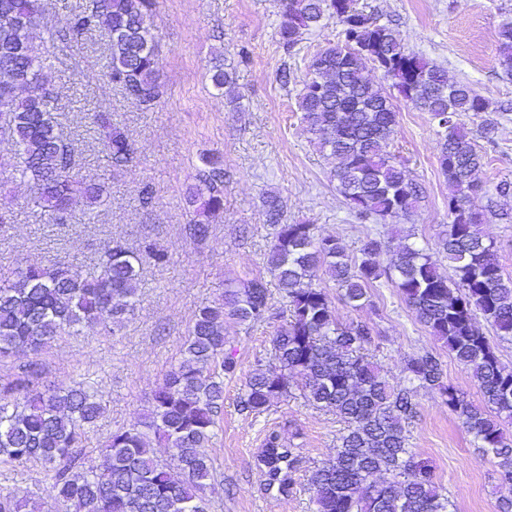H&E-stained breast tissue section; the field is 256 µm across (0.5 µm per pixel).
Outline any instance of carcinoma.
I'll return each mask as SVG.
<instances>
[{"label": "carcinoma", "instance_id": "1", "mask_svg": "<svg viewBox=\"0 0 512 512\" xmlns=\"http://www.w3.org/2000/svg\"><path fill=\"white\" fill-rule=\"evenodd\" d=\"M58 36L76 39L96 29L109 35L103 77L142 104L160 95V54L151 18L155 0H63ZM279 42L287 52L304 36L334 19L340 39L318 50L307 64L296 98L309 142L336 159L333 178L359 220L409 216L421 188L409 180L389 150L398 107L391 89L411 108L426 112L442 129L438 162L451 194L452 222L435 251L414 243L390 247L379 236L366 238L360 257H350L334 237L317 238L312 225L283 221L280 197L264 201L273 227L264 271L229 283L224 296L202 304L188 329L180 360L152 395L137 426L112 432L102 444L105 464L83 468L80 449L104 412L102 396L89 381L42 389L32 360L0 382V463H35L53 480L60 512H209L212 459L201 452L215 436L224 407V378L236 374L234 355L224 353V320L255 323L273 319L269 282L286 303L288 319L272 339L274 365L257 368L245 385L241 411L261 414L286 400L296 387L309 404L332 412L346 424L332 457L312 471L309 484L316 512H452L433 472L409 448L405 424L416 417L417 392L435 389L472 435L474 446L493 453L499 479L512 484V442L502 422L512 420V369L476 326L482 315L496 335L512 341V278L503 274L496 244L479 226L489 218L512 223V212L475 210L482 191L475 174L484 155L462 117L487 112L490 104L470 84L450 82L437 64L408 50L400 32L351 8L349 0H279ZM47 25L45 0H0V137L14 152L0 155V169L17 171L30 185L29 204L49 222H66L82 200L97 207L108 186L76 170L71 144L55 116L49 88L50 46L33 41ZM498 62L512 77V19L497 32ZM370 63L390 86L365 79ZM211 82L224 96L239 99L235 72L214 65ZM102 153L115 165L132 159L126 130L112 113L97 112ZM186 203L193 208L189 235L202 239L224 212V164L202 158ZM394 251L383 264L381 255ZM454 273L440 274L434 253ZM168 262L151 242L132 250L111 241L96 270L82 274L59 261L30 263L0 274V361L19 351L37 357L62 335L83 324L112 332L134 310L142 266ZM354 309L369 301V290L386 282L397 289L416 320L442 340L477 384L482 404L444 382L432 355L412 357L404 370L408 385L392 386L371 354L374 337L361 322L336 323L327 283ZM153 434L169 458L147 447ZM0 512H40L27 498L0 491Z\"/></svg>", "mask_w": 512, "mask_h": 512}]
</instances>
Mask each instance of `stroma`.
<instances>
[{
	"label": "stroma",
	"mask_w": 512,
	"mask_h": 512,
	"mask_svg": "<svg viewBox=\"0 0 512 512\" xmlns=\"http://www.w3.org/2000/svg\"><path fill=\"white\" fill-rule=\"evenodd\" d=\"M355 9L392 24L413 52L443 66L449 80L473 84L488 99L490 111L465 116L485 156L478 174L487 190L512 180V79L499 66L496 33L512 16V0H353ZM277 0H156L154 33L161 49L160 96L152 105L126 97L101 79L106 59L101 32L79 40H54L56 60L51 84L58 111L73 132V148L83 175L104 181L110 195L96 214L84 203L72 206L63 224L48 223L26 203L29 187L19 176L0 172V208L14 213L0 226V271L57 259L91 272L108 241L131 249L150 241L167 251L165 265L145 264L137 306L121 328L107 333L85 326L63 336L38 358L39 381L62 386L83 378L98 382L105 410L84 450L85 468L99 467L101 445L112 431L138 423L153 392L180 358L181 346L202 303L220 298L226 281H245L263 268L271 238L263 199L280 196L284 220L307 222L316 236L342 239L356 257L367 235L378 233L403 242H435L451 222L450 188L442 173L437 126L428 113L399 104L391 150L404 162L410 179L422 188L411 216L386 221L354 217L336 189L334 158L310 144L300 121L296 97L309 57L336 43L335 21L307 34L297 50L284 52L278 36ZM236 73L238 106L227 103L211 83L214 57ZM106 110L126 127L135 153L114 167L95 139L92 115ZM496 130L485 133L488 123ZM224 160V214L203 240L190 238L185 201L204 154ZM154 200L140 202L143 188ZM339 323L368 324L378 347L376 360L391 384L404 381L407 359L430 354L441 363L444 379L466 399L480 403L470 373L457 363L443 341L418 323L395 288L371 291V303L355 311L333 299ZM275 320L255 324L224 323V350L238 363L224 381L220 426L206 449L215 469L211 512H315L309 485L311 470L334 452L345 424L336 414L317 409L301 397L279 402L255 415L242 412L240 398L258 362H272ZM419 413L407 426L411 448L431 466L437 484L456 512H499L512 501V485L497 478L492 454L475 448L442 399L419 390ZM278 433L294 459L291 483L280 489L262 463L265 440ZM0 489L36 500L50 512L56 490L39 466L0 465Z\"/></svg>",
	"instance_id": "35a3bbf8"
}]
</instances>
